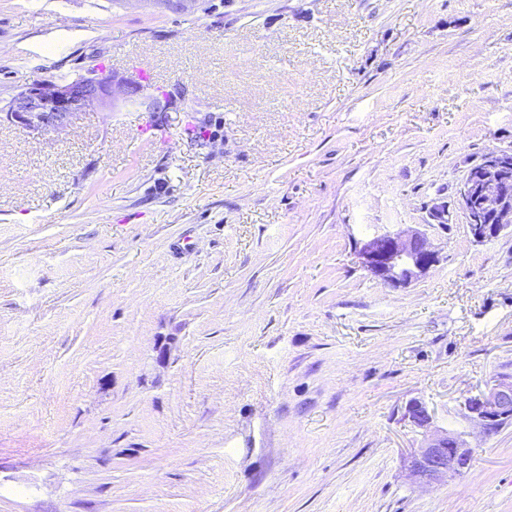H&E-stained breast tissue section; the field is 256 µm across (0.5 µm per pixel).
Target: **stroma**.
Returning a JSON list of instances; mask_svg holds the SVG:
<instances>
[{
  "label": "stroma",
  "mask_w": 512,
  "mask_h": 512,
  "mask_svg": "<svg viewBox=\"0 0 512 512\" xmlns=\"http://www.w3.org/2000/svg\"><path fill=\"white\" fill-rule=\"evenodd\" d=\"M143 56L161 123L0 120V512H512V423L421 486L403 419L512 375V234L457 204L512 148V0H0V104ZM408 227L440 261L384 287ZM359 254L366 271L388 288L408 285L439 262L425 233L411 228L375 235Z\"/></svg>",
  "instance_id": "35a3bbf8"
}]
</instances>
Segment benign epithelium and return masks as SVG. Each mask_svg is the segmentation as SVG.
Listing matches in <instances>:
<instances>
[{
	"mask_svg": "<svg viewBox=\"0 0 512 512\" xmlns=\"http://www.w3.org/2000/svg\"><path fill=\"white\" fill-rule=\"evenodd\" d=\"M121 88L148 112H167L172 103L145 84H132L112 71L71 81L34 80L0 106L5 118L22 128L40 132L61 128L79 112L104 107ZM468 233L481 243L512 229V150L492 149L470 167L458 192ZM359 254L372 278L388 288H401L425 275L439 262L425 233L418 229L385 232L367 240ZM468 419L492 432L512 418V378L499 377L484 392L463 402ZM404 419L422 430L424 442L407 459L410 474L420 485L460 477L473 466L466 433L439 430L433 411L410 402Z\"/></svg>",
	"mask_w": 512,
	"mask_h": 512,
	"instance_id": "7a95c632",
	"label": "benign epithelium"
}]
</instances>
